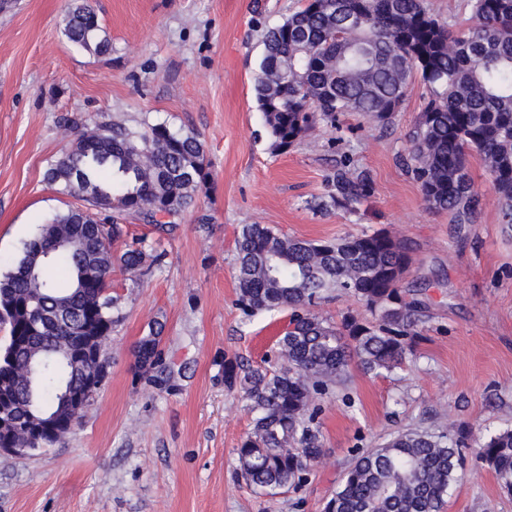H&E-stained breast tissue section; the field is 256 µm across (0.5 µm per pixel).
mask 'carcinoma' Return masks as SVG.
<instances>
[{
    "mask_svg": "<svg viewBox=\"0 0 512 512\" xmlns=\"http://www.w3.org/2000/svg\"><path fill=\"white\" fill-rule=\"evenodd\" d=\"M474 26L456 36L424 0H319L267 30L255 95L275 151L312 129L315 115L364 112L386 119L420 78L428 99L408 139L404 164L429 207L461 227L475 222L482 199L469 177V159L486 164L503 223L512 224V0H469ZM65 36L105 54L111 42L89 0H72ZM206 145L196 134L143 120L136 127L85 125L45 173L61 193L81 201L38 226L12 267L0 274V309L9 338L0 347V384L17 402L0 429V446L44 448L29 417L55 413L64 391L79 382V328L101 348L119 322L109 293L112 270L140 275L161 269L160 238L207 185ZM344 203L366 191L359 178L339 175ZM143 234L119 252L112 243L124 223ZM238 303L247 313L290 310L293 329L276 343L274 364L247 367L224 358V386L242 393L252 428L237 448L238 471L266 492L303 479L324 454L312 426L319 396L342 383L352 363L367 374L390 372L413 350L424 304L399 288L411 265L406 244L384 231L321 242L244 224L236 239ZM64 266L59 287L45 270ZM361 302L375 323L335 325L316 311L333 294ZM162 324L136 345V367L162 364ZM466 447L453 430L401 432L362 452L344 473L325 512H443L464 471ZM512 494V429L489 436L473 451Z\"/></svg>",
    "mask_w": 512,
    "mask_h": 512,
    "instance_id": "cac0c4a2",
    "label": "carcinoma"
}]
</instances>
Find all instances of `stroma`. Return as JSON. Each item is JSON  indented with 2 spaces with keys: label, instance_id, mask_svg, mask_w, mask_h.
I'll list each match as a JSON object with an SVG mask.
<instances>
[{
  "label": "stroma",
  "instance_id": "35a3bbf8",
  "mask_svg": "<svg viewBox=\"0 0 512 512\" xmlns=\"http://www.w3.org/2000/svg\"><path fill=\"white\" fill-rule=\"evenodd\" d=\"M112 43L97 55L69 42V0H8L0 9V273L71 197L44 179L74 140L73 119L193 132L210 180L164 239L162 272H112L120 321L107 376L71 434L35 455L0 454V512H323L364 450L407 429L455 421L469 439L512 429V226L503 224L480 157L475 224L457 232L429 208L401 161L425 105L421 82L381 121L359 112L317 124L284 151L271 140L254 78L265 32L306 0H90ZM364 178L356 203H332L338 171ZM207 223H199L200 215ZM244 224L336 241L386 231L408 242L404 287L427 307L405 365L378 376L351 367L321 401L325 449L296 488L266 495L238 474L252 414L224 386V360L273 357L286 310L245 314L237 302L235 238ZM165 325L160 369L132 350ZM512 512L488 469H466L444 512Z\"/></svg>",
  "mask_w": 512,
  "mask_h": 512
}]
</instances>
